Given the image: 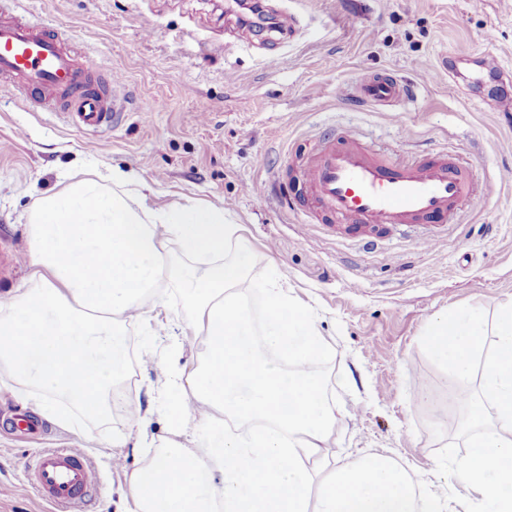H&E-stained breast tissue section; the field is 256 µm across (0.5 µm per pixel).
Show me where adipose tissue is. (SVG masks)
<instances>
[{
    "label": "adipose tissue",
    "mask_w": 512,
    "mask_h": 512,
    "mask_svg": "<svg viewBox=\"0 0 512 512\" xmlns=\"http://www.w3.org/2000/svg\"><path fill=\"white\" fill-rule=\"evenodd\" d=\"M142 188L132 171L74 176L32 209L29 274L0 302V373L20 401L69 428L105 417L129 373L127 322L169 331L144 297L170 276L200 349L161 394L168 437L142 433L147 413L125 399L126 428L111 444L137 439L149 460L128 479L124 512H442L419 495L416 470L381 455L319 475L336 407L314 369L327 351L308 307L254 262L223 207L187 199L155 210ZM176 250L186 262H173ZM252 287L267 296L258 341Z\"/></svg>",
    "instance_id": "adipose-tissue-1"
}]
</instances>
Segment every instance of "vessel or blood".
Wrapping results in <instances>:
<instances>
[{
    "mask_svg": "<svg viewBox=\"0 0 512 512\" xmlns=\"http://www.w3.org/2000/svg\"><path fill=\"white\" fill-rule=\"evenodd\" d=\"M19 0H0V78L31 103L54 93L61 111L84 130L117 124L124 106L116 91L123 85L112 74L103 90L92 70L40 22L5 18V8ZM349 99L393 108L412 97L398 78L375 73L347 90ZM302 181L317 213L331 223L355 225L365 236L399 224H443L456 215L473 187L470 167L455 157L425 153L398 164L348 133L337 132L317 152L300 160ZM96 475L76 448L42 449L30 467V483L59 512H84Z\"/></svg>",
    "mask_w": 512,
    "mask_h": 512,
    "instance_id": "vessel-or-blood-1",
    "label": "vessel or blood"
}]
</instances>
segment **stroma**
Masks as SVG:
<instances>
[{"label":"stroma","mask_w":512,"mask_h":512,"mask_svg":"<svg viewBox=\"0 0 512 512\" xmlns=\"http://www.w3.org/2000/svg\"><path fill=\"white\" fill-rule=\"evenodd\" d=\"M270 17L295 13L294 34L254 32L234 0H21L19 18L53 22L82 60L124 79L131 114L117 130L97 132L95 147L53 108L21 103L0 83V255L27 248L36 201L61 190L69 174L113 168L139 173L156 208L191 198L223 206L224 221L243 225L257 264L311 308L330 350L321 365L336 404V462L376 453L420 470L434 492L464 494L436 472L435 454L455 439L459 393L425 355L420 340L435 314L468 305L493 320L512 299V115L492 111L512 97V78L482 72L487 50L512 69V0H259ZM464 55L448 91L441 61ZM388 70L418 85L399 115L340 96L347 84ZM408 162L424 152L456 150L473 162L475 187L459 216L441 225L439 244L420 247V226L387 232L367 247L345 225L315 220L295 228L300 172L307 154L333 130ZM280 184L284 198L258 202L247 191ZM157 310L173 335L154 337L153 363L132 361L126 382L142 402L157 397L174 361H189L178 330L190 313L179 286L163 282ZM81 449L97 482L85 512H123L127 478L141 449L99 448L50 422L0 377V512H53L29 483L40 449Z\"/></svg>","instance_id":"stroma-1"}]
</instances>
